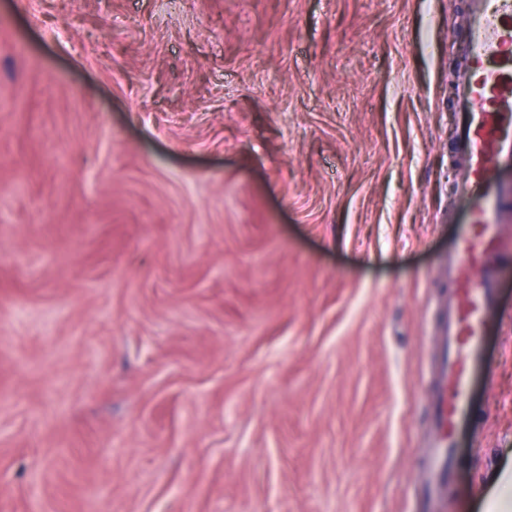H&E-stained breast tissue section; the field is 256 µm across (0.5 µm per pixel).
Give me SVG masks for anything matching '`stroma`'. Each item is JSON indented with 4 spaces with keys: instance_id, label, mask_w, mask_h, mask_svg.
Segmentation results:
<instances>
[{
    "instance_id": "35a3bbf8",
    "label": "stroma",
    "mask_w": 512,
    "mask_h": 512,
    "mask_svg": "<svg viewBox=\"0 0 512 512\" xmlns=\"http://www.w3.org/2000/svg\"><path fill=\"white\" fill-rule=\"evenodd\" d=\"M462 0H0V512H422ZM441 512L512 470V204Z\"/></svg>"
}]
</instances>
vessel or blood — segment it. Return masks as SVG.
<instances>
[{
    "instance_id": "obj_1",
    "label": "vessel or blood",
    "mask_w": 512,
    "mask_h": 512,
    "mask_svg": "<svg viewBox=\"0 0 512 512\" xmlns=\"http://www.w3.org/2000/svg\"><path fill=\"white\" fill-rule=\"evenodd\" d=\"M465 10L470 24L459 41L465 65L455 110L469 165L455 193L470 209L459 219L444 267L449 290L438 305L440 361L423 453V486L438 500L448 492L454 434L470 408L471 370L496 302L499 214L512 191L503 178L512 169V0H465Z\"/></svg>"
}]
</instances>
